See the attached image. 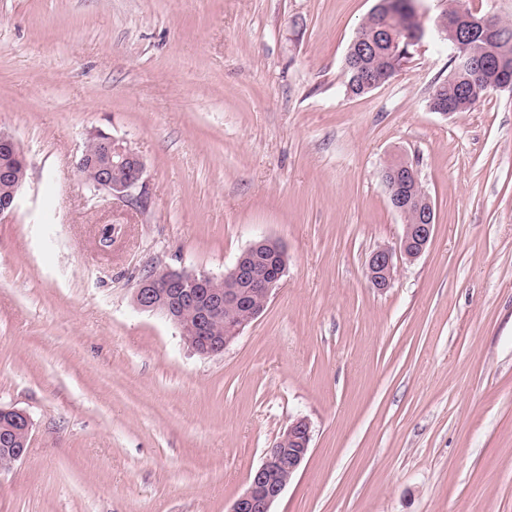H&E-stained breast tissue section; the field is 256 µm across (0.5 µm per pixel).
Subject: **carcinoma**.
Returning a JSON list of instances; mask_svg holds the SVG:
<instances>
[{
	"mask_svg": "<svg viewBox=\"0 0 512 512\" xmlns=\"http://www.w3.org/2000/svg\"><path fill=\"white\" fill-rule=\"evenodd\" d=\"M390 8L370 13L359 26L345 62L347 89L354 95L367 93L357 80V73L381 67L388 48V32L411 27L413 0H386ZM457 40L459 47L449 79L439 85L432 98H443L453 103V111L465 112L479 96L492 89L497 82L499 65L512 68V26H502V32L490 34L479 42V54L488 60L485 77L479 84L471 82L469 51L472 41L462 33L448 35L447 41ZM0 164L11 170L13 180L26 179L27 169L13 156V150L0 146Z\"/></svg>",
	"mask_w": 512,
	"mask_h": 512,
	"instance_id": "cac0c4a2",
	"label": "carcinoma"
}]
</instances>
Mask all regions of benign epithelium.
Returning <instances> with one entry per match:
<instances>
[{"label": "benign epithelium", "instance_id": "obj_1", "mask_svg": "<svg viewBox=\"0 0 512 512\" xmlns=\"http://www.w3.org/2000/svg\"><path fill=\"white\" fill-rule=\"evenodd\" d=\"M461 26L471 32V38L480 39L497 29L496 20L490 17L477 18L461 11L457 21L442 26L438 32ZM411 47H398V38L391 36L390 65L380 71L365 73L364 80L371 89H376L395 76L412 57V48L420 38L410 40ZM93 138L101 140L104 157L101 162L99 181L89 183L95 192H105L113 198L128 203L144 204L147 190V164L141 154L124 138L106 133H97ZM124 165L130 176L123 182L112 181V158ZM390 206L398 213L407 215L411 206L418 209V220L406 221L396 245L380 246L369 256L366 275L371 285L380 290L389 288L395 280L400 257L412 261L420 257L427 248L434 232L435 211L431 197L422 186L416 170L403 159L391 162L384 172ZM18 183L10 186L8 196L0 197V216L13 214ZM282 246L271 239H261L247 247L236 263L220 277V280L235 283L237 287L222 291H211L209 287L215 276L207 273H186L183 270L166 269L151 273L141 279L134 293L136 306L146 312H160L180 330L184 342L200 355H216L236 338L243 329L263 311L278 287L286 271V265H271L263 271L253 269L250 264L258 254H281ZM198 307L195 322L185 320V307ZM234 320L233 332L228 336H211L209 331L220 316ZM14 428L10 443H26L30 439L32 422L29 415L20 409L8 408ZM311 430L304 418L294 420L281 434L277 444L280 449L267 451L261 465L251 473L248 487L232 503L229 512H273L272 507L282 492L296 476L310 451Z\"/></svg>", "mask_w": 512, "mask_h": 512}]
</instances>
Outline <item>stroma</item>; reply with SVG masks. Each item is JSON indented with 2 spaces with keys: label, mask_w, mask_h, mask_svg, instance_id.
<instances>
[{
  "label": "stroma",
  "mask_w": 512,
  "mask_h": 512,
  "mask_svg": "<svg viewBox=\"0 0 512 512\" xmlns=\"http://www.w3.org/2000/svg\"><path fill=\"white\" fill-rule=\"evenodd\" d=\"M376 0H0V131L29 164L0 219V406L27 412L0 512H227L296 418L311 451L274 512H512V91L442 115L443 0L377 89L344 59ZM127 139L148 203L93 192ZM402 156L436 212L391 287ZM288 255L262 313L203 357L133 301L147 271Z\"/></svg>",
  "instance_id": "obj_1"
}]
</instances>
